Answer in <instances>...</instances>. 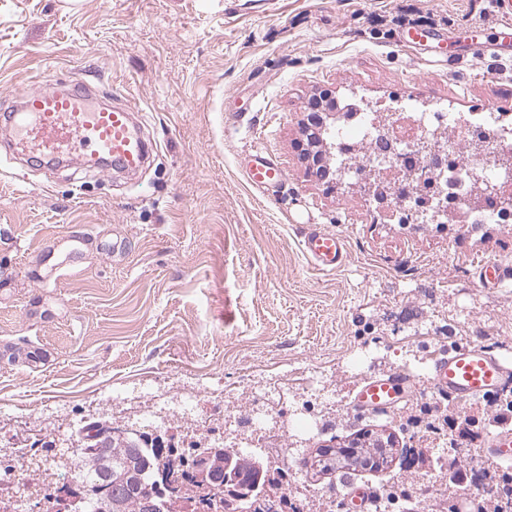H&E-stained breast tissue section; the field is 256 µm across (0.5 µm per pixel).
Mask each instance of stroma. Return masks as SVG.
Returning <instances> with one entry per match:
<instances>
[{
    "label": "stroma",
    "instance_id": "1",
    "mask_svg": "<svg viewBox=\"0 0 512 512\" xmlns=\"http://www.w3.org/2000/svg\"><path fill=\"white\" fill-rule=\"evenodd\" d=\"M407 4L450 43L404 46ZM499 20L497 0H0V95L51 68L113 91L159 145L132 179L84 175L75 155L56 166L0 155L25 170L0 177V462L40 429L64 439L148 409L161 423L183 399L216 411L226 387L245 404L286 383L285 414L304 409L316 424L288 441L296 477L325 502L336 490L309 465L322 446L392 438L383 464L356 470L381 487L401 481L406 449L432 467L441 445L408 421L424 386L361 418L349 365L367 375L431 344L512 347V286L490 292L475 274L483 259L512 264V229L384 223L360 193L309 172L299 142L323 95L460 112L494 100L512 113ZM470 25L495 56L476 51ZM256 146L284 174L263 194L243 176ZM309 224L346 237L342 268L311 267ZM41 349L44 364L32 358Z\"/></svg>",
    "mask_w": 512,
    "mask_h": 512
}]
</instances>
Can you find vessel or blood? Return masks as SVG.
<instances>
[{
    "instance_id": "b4317fda",
    "label": "vessel or blood",
    "mask_w": 512,
    "mask_h": 512,
    "mask_svg": "<svg viewBox=\"0 0 512 512\" xmlns=\"http://www.w3.org/2000/svg\"><path fill=\"white\" fill-rule=\"evenodd\" d=\"M47 78V73H40L32 86L17 89L10 96L12 107L5 117L18 145L50 161L64 152L82 150L85 172L91 176L101 173L107 164L128 172L143 167L149 146L135 129L130 108L94 104L93 91L83 81L46 91ZM244 176L259 191L282 180L279 166L259 148L251 154ZM302 250L319 271L337 270L348 258L344 236L314 225L303 234ZM476 274L482 287L488 289L512 284V266L508 264L487 261L479 265ZM511 377L512 364L478 343L448 346L428 367V378L437 393L452 398L462 409L498 395ZM413 385V376L401 371L374 373L353 391L351 407L360 416L387 414L403 402ZM483 452L495 459L511 460L512 429L487 432ZM337 495L342 505L353 506L357 512H372L380 501L376 487L357 484L348 473L341 475Z\"/></svg>"
}]
</instances>
